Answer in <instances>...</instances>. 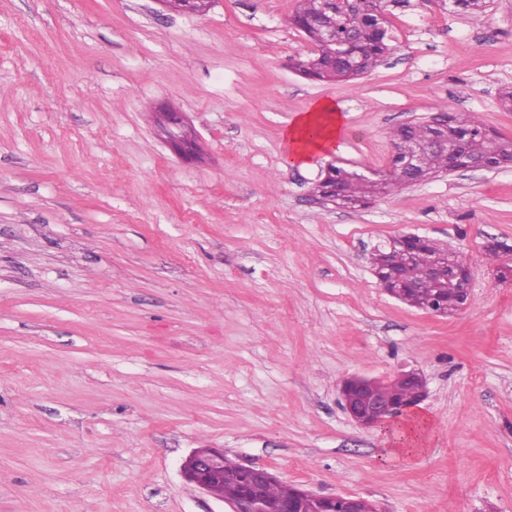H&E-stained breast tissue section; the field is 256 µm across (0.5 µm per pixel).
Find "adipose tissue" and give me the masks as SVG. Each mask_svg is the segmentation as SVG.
Instances as JSON below:
<instances>
[{"label": "adipose tissue", "mask_w": 512, "mask_h": 512, "mask_svg": "<svg viewBox=\"0 0 512 512\" xmlns=\"http://www.w3.org/2000/svg\"><path fill=\"white\" fill-rule=\"evenodd\" d=\"M342 125L343 116L334 100L315 101L308 111L296 115L282 134L288 160L303 162L313 154L336 149Z\"/></svg>", "instance_id": "obj_1"}]
</instances>
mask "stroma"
I'll use <instances>...</instances> for the list:
<instances>
[{
  "mask_svg": "<svg viewBox=\"0 0 512 512\" xmlns=\"http://www.w3.org/2000/svg\"><path fill=\"white\" fill-rule=\"evenodd\" d=\"M296 0H0V512H226L183 476L220 448L280 483L380 512H512V166L442 173L367 207L321 205L328 164L385 170L437 112L512 138V0L388 6L391 54L311 81ZM339 150L286 160L311 103ZM181 112L202 152L159 125ZM403 233L471 267L466 309L391 297L370 263ZM426 380L423 449L385 459L341 382Z\"/></svg>",
  "mask_w": 512,
  "mask_h": 512,
  "instance_id": "1",
  "label": "stroma"
}]
</instances>
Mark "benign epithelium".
I'll use <instances>...</instances> for the list:
<instances>
[{
  "label": "benign epithelium",
  "instance_id": "obj_1",
  "mask_svg": "<svg viewBox=\"0 0 512 512\" xmlns=\"http://www.w3.org/2000/svg\"><path fill=\"white\" fill-rule=\"evenodd\" d=\"M362 0H322V10L326 14L349 15L360 9ZM363 40L362 33L349 31L342 36H336V31L325 27L316 32L313 39L314 51H320L325 43L339 47L346 52ZM162 126H170L168 143L178 153L191 156L196 152V136L188 130L179 112L168 111L161 113ZM411 128L422 127L426 137L422 146L438 147L447 143L445 132L448 127V115L438 112L430 119L409 124ZM421 149H396L394 156L409 170L412 178L409 185L414 186L422 178L418 174ZM451 162L449 171L488 170L486 163L474 162L465 158L458 147L450 151ZM430 239L416 234H401L388 242V247L399 246L412 252L420 244L428 243ZM430 275L439 283H453L459 296V308L467 305L470 297L472 273L467 266H458L448 260V257L436 255L430 261ZM399 380H405L418 386L414 392L412 403H383L376 390L382 384L378 379L353 377L345 380L340 387L343 407L351 419L364 429L379 428L386 422L395 421L416 409L427 397L426 384L422 376L414 371H400L396 374ZM184 477L208 496L224 503L230 512H330V508L340 507V512H363L365 499L356 495H321L301 488L295 489L294 495L288 502L272 508L263 496L266 485L276 481V478L266 469L251 465H241L243 488L238 494L227 497L222 490L224 482V450L221 448H196L185 459L182 465Z\"/></svg>",
  "mask_w": 512,
  "mask_h": 512
}]
</instances>
